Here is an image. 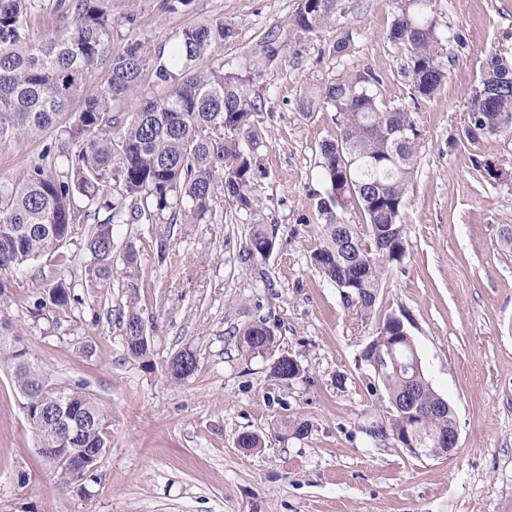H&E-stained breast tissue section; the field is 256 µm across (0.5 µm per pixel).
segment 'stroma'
<instances>
[{"instance_id":"stroma-1","label":"stroma","mask_w":512,"mask_h":512,"mask_svg":"<svg viewBox=\"0 0 512 512\" xmlns=\"http://www.w3.org/2000/svg\"><path fill=\"white\" fill-rule=\"evenodd\" d=\"M298 4L192 0L173 12L163 0H115L113 55L131 31L151 57L171 52L186 27L232 25L234 37L202 65L252 77L262 106L258 210L239 214L220 202L197 224L116 226L115 255L135 245L138 269L108 288L85 280L88 224L59 254L16 272L0 317L50 379L86 385L109 410L112 436L86 490L61 484L0 365V512H512V247L501 237L512 225V180L481 167L493 159L512 168V133L478 145L460 137L486 58L512 56V0H437L448 81L429 99L413 89L408 51L387 37L397 0H345L336 24L308 34L288 27ZM344 31L349 52L332 57ZM269 36L281 45L273 60L259 52ZM355 67L376 76L381 103L409 107L420 133L405 256L390 265L370 318L310 260L321 240L315 203L327 191L319 145L335 124L333 112H305L302 100ZM43 146L0 139V181L19 179ZM256 222L277 225L278 237L252 267L241 255ZM60 278L81 304L33 317V300ZM131 307L152 338L154 370L124 353L118 314ZM386 314L403 320L426 379L454 411L459 446L450 458H414L363 431L387 404L363 358ZM258 317L274 326L280 351L300 360L302 380L278 384L263 358L237 351L231 330ZM184 348L196 351L198 369L176 384L165 365ZM284 419L308 422L307 437H283L274 423ZM246 431L260 434L263 448L243 453L236 439Z\"/></svg>"}]
</instances>
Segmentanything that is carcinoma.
I'll return each mask as SVG.
<instances>
[{
  "label": "carcinoma",
  "mask_w": 512,
  "mask_h": 512,
  "mask_svg": "<svg viewBox=\"0 0 512 512\" xmlns=\"http://www.w3.org/2000/svg\"><path fill=\"white\" fill-rule=\"evenodd\" d=\"M41 0H0V136L36 139L51 129L65 138L44 145L19 181L0 183V305L7 302L11 277L29 261L53 255L72 237L74 227L89 221L90 263L86 279L109 284L118 272L113 254V227L127 219L172 224L202 220L218 198L236 211L253 212L261 144V105L250 96V76L234 71L200 70L198 64L224 46L234 28L222 21L185 28L169 55L147 57L134 37L120 54L107 56L112 39L113 0H58L56 28L33 33L29 19ZM435 0H399L388 38L409 52L414 92L431 97L448 80L441 46L443 30ZM343 0H300L290 28L310 33L335 23ZM108 69L101 84L83 88L86 75L103 58ZM153 70L160 92L140 90L144 73ZM377 79L367 69L332 81L321 94L335 112V130L319 147L320 167L329 184L317 203L322 241L311 253L313 266L335 286L346 282L356 305L375 312L384 273L402 260L406 192L417 164L416 127L408 108L378 100ZM82 106L66 123L63 116L77 92ZM138 96L123 120L115 104ZM467 115L479 114L486 128L466 136L481 141L512 131V62L494 54L486 59L478 89L471 92ZM358 209L364 226L337 222L336 209ZM275 224L251 225L241 260L264 261L275 251ZM49 300L33 303L40 314L46 304L67 313L82 302L74 285L60 278L48 289ZM125 354L152 370L151 342L141 314H119ZM0 321V361L9 363L23 408L35 429L43 456L64 466L82 459L86 465L65 485H83L109 442L112 421L84 385H52L21 334ZM236 346L251 357L270 358L269 375L280 383L303 377L293 356L273 354L276 335L265 318L232 332ZM197 354L176 353L165 375L179 382L194 375ZM387 399L409 401L415 419L399 414L378 423L380 437L403 434L417 421L435 448L455 424L452 410H437L439 395L425 377L392 368L378 377ZM68 422L61 430L59 419ZM283 436L303 438L306 422L281 421Z\"/></svg>",
  "instance_id": "carcinoma-1"
}]
</instances>
